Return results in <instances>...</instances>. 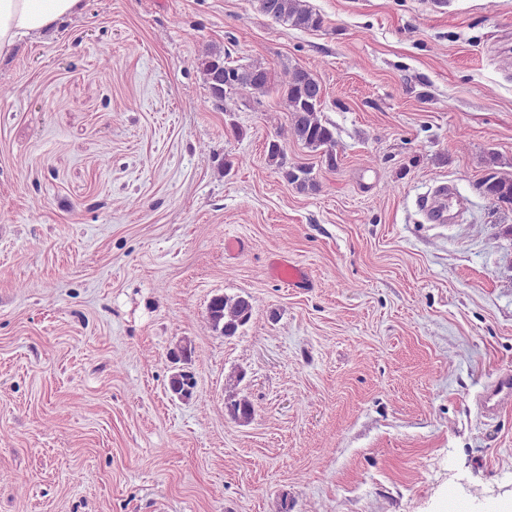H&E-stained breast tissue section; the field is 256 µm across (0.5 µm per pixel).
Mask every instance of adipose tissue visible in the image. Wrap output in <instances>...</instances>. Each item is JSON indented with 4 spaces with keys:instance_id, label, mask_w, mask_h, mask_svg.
<instances>
[{
    "instance_id": "obj_1",
    "label": "adipose tissue",
    "mask_w": 512,
    "mask_h": 512,
    "mask_svg": "<svg viewBox=\"0 0 512 512\" xmlns=\"http://www.w3.org/2000/svg\"><path fill=\"white\" fill-rule=\"evenodd\" d=\"M83 7L84 0H0V57L60 18L80 15Z\"/></svg>"
}]
</instances>
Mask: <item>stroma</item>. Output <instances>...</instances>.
I'll return each instance as SVG.
<instances>
[{"label": "stroma", "instance_id": "stroma-1", "mask_svg": "<svg viewBox=\"0 0 512 512\" xmlns=\"http://www.w3.org/2000/svg\"><path fill=\"white\" fill-rule=\"evenodd\" d=\"M308 2L320 30L85 0L0 59V512H512V402L480 407L512 374V208L478 189L512 177V0ZM213 43L313 70L335 167L277 87L210 97ZM224 294L253 304L231 337ZM266 155L269 163L276 166L282 178L290 185H295L299 190H316L317 182L313 176V170L304 165H289L286 161L283 146L278 140L268 142ZM211 327L225 337L236 335L251 320L253 305L250 297L217 295L208 305ZM512 399V377L510 375L501 376L485 392L482 398L484 411L489 414H495L502 403ZM228 397L230 401H224V407L232 419L243 422L251 419L254 414V407L246 396L232 392Z\"/></svg>", "mask_w": 512, "mask_h": 512}]
</instances>
